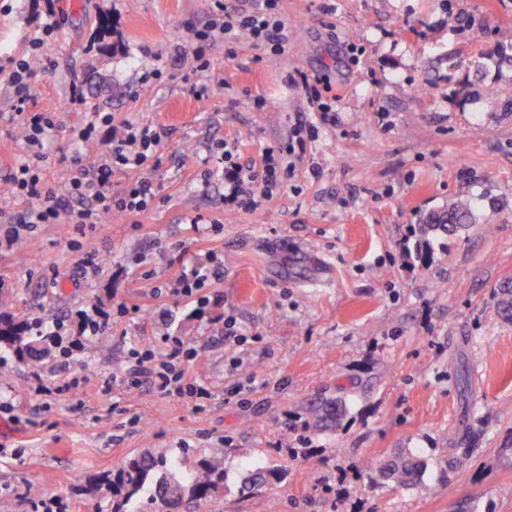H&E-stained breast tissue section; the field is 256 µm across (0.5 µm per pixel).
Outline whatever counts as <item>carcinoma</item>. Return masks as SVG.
I'll return each instance as SVG.
<instances>
[{"instance_id": "obj_1", "label": "carcinoma", "mask_w": 512, "mask_h": 512, "mask_svg": "<svg viewBox=\"0 0 512 512\" xmlns=\"http://www.w3.org/2000/svg\"><path fill=\"white\" fill-rule=\"evenodd\" d=\"M495 54L498 65L512 69V34L497 41ZM476 205L469 197H458L448 205L423 211L418 219V235L413 254L424 264L431 254L432 240L441 235H457L476 221ZM497 312L506 322H512V279H504L497 293ZM63 342L61 336H51L34 321L15 322L0 314V347L13 351L21 358L39 361L51 355ZM366 470H376L379 477L400 485L415 484L424 463L413 454H401L376 467L367 461ZM150 490V503L164 502L169 494L174 502L186 498L214 501L224 494V460L212 456L172 457L161 450H145L127 459L117 470L99 474L89 485L88 493L110 499V512H129L133 499Z\"/></svg>"}]
</instances>
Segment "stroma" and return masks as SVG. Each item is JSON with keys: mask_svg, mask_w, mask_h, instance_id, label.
Returning <instances> with one entry per match:
<instances>
[{"mask_svg": "<svg viewBox=\"0 0 512 512\" xmlns=\"http://www.w3.org/2000/svg\"><path fill=\"white\" fill-rule=\"evenodd\" d=\"M288 45L275 56L245 35L189 51L213 0H0V55H25L47 16L58 29L35 63L29 109L56 135L42 182L61 194L101 143L72 142L88 110L134 118L161 138L143 176L155 205L102 226L33 224L0 253V312L44 325L97 305L96 336L43 365H0V512H32L38 487L67 512H108L86 494L99 473L146 448L222 457L224 494L177 512H512V324L496 291L512 277V70L488 54L512 30V0H281ZM464 21L449 28L448 11ZM86 103L68 104L72 86ZM206 86L205 96L195 89ZM427 94H418L419 86ZM13 89L0 73V211L24 209L6 176L27 156ZM316 128L295 169L257 209H225L210 178L222 149L261 165ZM461 195L477 222L407 249L420 212ZM100 255L81 276L83 253ZM207 252L224 266L211 304L170 282ZM236 320L238 342L224 338ZM196 349L202 409L127 386L135 352ZM79 388H70L72 378ZM50 395L35 393L36 382ZM341 407L338 422L317 411ZM467 455L446 464L454 438ZM410 452L427 464L403 487L363 470ZM272 484L244 489L254 466ZM350 473L347 498L337 478Z\"/></svg>", "mask_w": 512, "mask_h": 512, "instance_id": "obj_1", "label": "stroma"}]
</instances>
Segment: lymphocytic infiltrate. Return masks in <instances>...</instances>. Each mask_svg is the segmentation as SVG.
Returning <instances> with one entry per match:
<instances>
[{
  "label": "lymphocytic infiltrate",
  "mask_w": 512,
  "mask_h": 512,
  "mask_svg": "<svg viewBox=\"0 0 512 512\" xmlns=\"http://www.w3.org/2000/svg\"><path fill=\"white\" fill-rule=\"evenodd\" d=\"M246 34L253 45L270 49L273 55L285 51L287 36L278 13V0H262L261 8L247 12L241 9L222 10L214 14L202 29L191 34L192 55L203 61L206 45L224 39L233 32ZM34 74L31 60H18L8 74L14 89L12 108L23 117V142L29 159L10 173L8 181L14 198L30 200V208L22 214L7 217V227L0 234V252L11 250L30 224H55L60 219L69 223L101 224L112 215L134 217L147 211L157 197L153 182L141 178L121 190H113L115 174L141 169L155 158L160 137L149 126L130 120L116 121L109 112L94 113L90 122L73 131L75 139L90 143L97 127H105L112 138L92 167L77 166L71 175L65 195L44 192L38 164L45 157L46 143L52 138L55 124L45 112L27 109L30 100V80ZM224 183V204L230 209L256 208L269 190L279 184L283 171L273 154H266L261 167L245 166L225 152L217 170ZM194 349L185 348L174 340L170 352L155 355L145 351L137 358V367L130 373L129 385H138L140 377L150 378L158 392L164 395L189 396L195 401L210 399L209 389L187 383L183 360L194 356Z\"/></svg>",
  "instance_id": "obj_1"
}]
</instances>
